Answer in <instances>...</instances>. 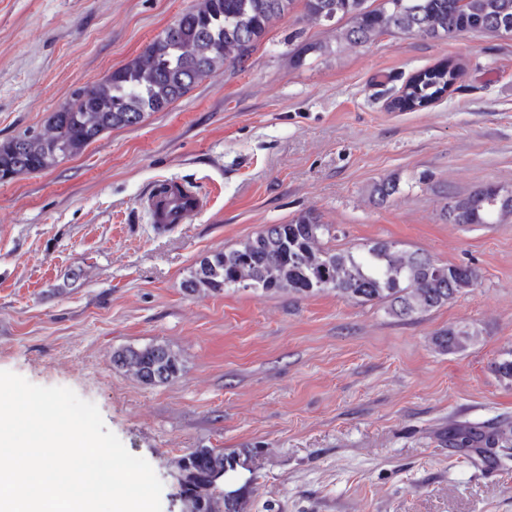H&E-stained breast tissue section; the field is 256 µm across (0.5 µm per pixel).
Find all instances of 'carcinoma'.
<instances>
[{"instance_id": "cac0c4a2", "label": "carcinoma", "mask_w": 512, "mask_h": 512, "mask_svg": "<svg viewBox=\"0 0 512 512\" xmlns=\"http://www.w3.org/2000/svg\"><path fill=\"white\" fill-rule=\"evenodd\" d=\"M295 0H202L182 13L147 46L143 54L112 70L102 81L75 92L70 102L51 113L52 135L14 137L0 143V180L36 174L81 153L113 129L141 124L153 112H165L219 66L244 63L272 22L292 9ZM316 22L346 21L344 38L354 46L400 32L428 39H450L467 33L512 38V0H304ZM456 70L433 66L391 109L410 111L441 99ZM401 192L400 182L383 179L372 189L382 205ZM512 216V189L488 183L448 209L452 224H499ZM333 227L311 213L286 224H270L236 247L202 258L182 283L185 293L260 290L288 292L301 298L334 291L361 304H382L396 317L412 318L442 307L477 284L476 270L464 264H439L420 253L400 252L392 241L378 240L358 251L322 246ZM479 332L450 329L436 337L448 353L477 342ZM112 364L123 366L146 386L177 380L181 355L153 343L112 352ZM494 372L512 384V351L494 363ZM508 442L505 433L465 426L448 435V446L478 454ZM249 448L230 453L222 448H191L177 464L194 512H246L247 485L226 487L230 474L249 469Z\"/></svg>"}]
</instances>
